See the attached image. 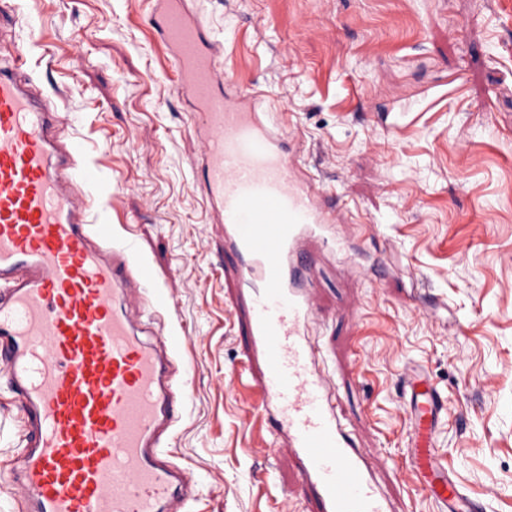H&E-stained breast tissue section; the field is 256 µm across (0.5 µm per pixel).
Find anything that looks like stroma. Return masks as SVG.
I'll return each instance as SVG.
<instances>
[{"label":"stroma","mask_w":512,"mask_h":512,"mask_svg":"<svg viewBox=\"0 0 512 512\" xmlns=\"http://www.w3.org/2000/svg\"><path fill=\"white\" fill-rule=\"evenodd\" d=\"M219 65L336 198L350 252L317 246L307 332L391 512H437L410 475L412 368L448 398L437 446L466 493L512 512V0H188ZM155 0H16L0 53L29 73L104 184L94 206L133 236L169 303L192 378L168 450L188 512H320L259 408L233 256L193 161L190 104L152 29ZM20 411L0 370V512Z\"/></svg>","instance_id":"obj_1"}]
</instances>
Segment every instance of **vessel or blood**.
<instances>
[{
	"instance_id": "1",
	"label": "vessel or blood",
	"mask_w": 512,
	"mask_h": 512,
	"mask_svg": "<svg viewBox=\"0 0 512 512\" xmlns=\"http://www.w3.org/2000/svg\"><path fill=\"white\" fill-rule=\"evenodd\" d=\"M155 30L192 106L196 163L224 247L239 263L258 388L278 440L302 463L321 512H386L362 451L315 368L311 240L334 200L279 143L254 98L225 88L217 38L183 0H156ZM23 49L0 64V366L24 414L15 476L30 512H182L193 496L165 443L181 416L166 307L137 242L94 214L97 167L61 135ZM412 468L439 512H486L442 463L448 401L426 373L407 374Z\"/></svg>"
}]
</instances>
